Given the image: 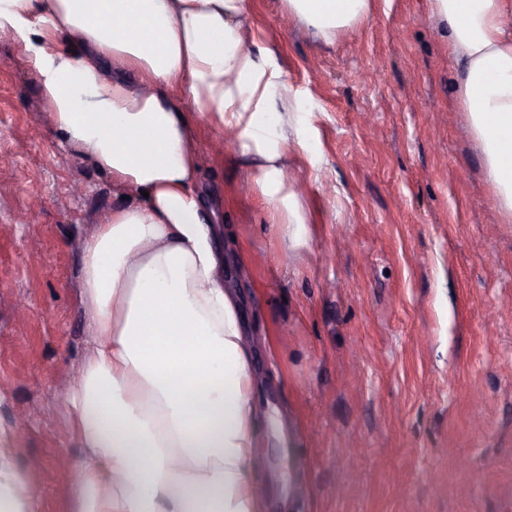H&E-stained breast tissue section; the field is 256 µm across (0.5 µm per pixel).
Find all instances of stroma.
<instances>
[{"label": "stroma", "instance_id": "stroma-1", "mask_svg": "<svg viewBox=\"0 0 512 512\" xmlns=\"http://www.w3.org/2000/svg\"><path fill=\"white\" fill-rule=\"evenodd\" d=\"M249 11L310 144L288 148L301 242L269 223L232 143L200 182L226 255L250 259L229 283L253 350L263 512H512V214L430 0H376L330 41L282 0ZM121 204L109 177L56 145L0 33V429L29 417L16 463L36 470L39 512H73L55 463L83 453L66 403L89 356L79 240Z\"/></svg>", "mask_w": 512, "mask_h": 512}]
</instances>
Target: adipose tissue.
Here are the masks:
<instances>
[{
  "label": "adipose tissue",
  "mask_w": 512,
  "mask_h": 512,
  "mask_svg": "<svg viewBox=\"0 0 512 512\" xmlns=\"http://www.w3.org/2000/svg\"><path fill=\"white\" fill-rule=\"evenodd\" d=\"M322 39L375 0H284ZM500 207L512 212V0H431ZM51 116L125 196L81 242L91 356L69 403L74 512H262L251 349L225 283L224 228L200 189L199 124L236 133L271 223L303 226L288 170L296 98L255 48L247 0H0ZM0 438V512H38Z\"/></svg>",
  "instance_id": "obj_1"
}]
</instances>
